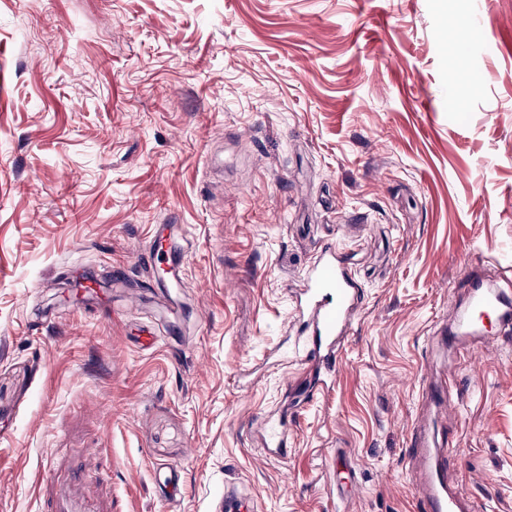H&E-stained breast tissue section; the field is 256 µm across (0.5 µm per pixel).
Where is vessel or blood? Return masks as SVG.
Returning a JSON list of instances; mask_svg holds the SVG:
<instances>
[{
    "label": "vessel or blood",
    "mask_w": 512,
    "mask_h": 512,
    "mask_svg": "<svg viewBox=\"0 0 512 512\" xmlns=\"http://www.w3.org/2000/svg\"><path fill=\"white\" fill-rule=\"evenodd\" d=\"M166 244L164 235L152 234L140 259L148 265H166V282L176 284L183 279L186 265H168ZM303 280L296 316L304 332L299 362L312 372L301 391L303 399L309 401L321 394L336 376V343L352 328L361 285L332 243L317 248ZM464 286L465 302L458 333H467L470 324L486 320L495 321L504 330L512 328V290L491 286L477 275L469 276ZM455 454V449L437 447L433 439L411 438L409 455L422 480L417 497L419 512H466V503L448 485V460Z\"/></svg>",
    "instance_id": "b4317fda"
}]
</instances>
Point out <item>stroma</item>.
I'll list each match as a JSON object with an SVG mask.
<instances>
[{"instance_id": "obj_1", "label": "stroma", "mask_w": 512, "mask_h": 512, "mask_svg": "<svg viewBox=\"0 0 512 512\" xmlns=\"http://www.w3.org/2000/svg\"><path fill=\"white\" fill-rule=\"evenodd\" d=\"M156 224L188 247L174 323L135 260ZM325 242L364 296L335 383L296 403L289 321ZM508 257L512 0H0V512L63 487L220 512L230 483L259 512H416L420 419L479 512H512V344L429 341L465 267Z\"/></svg>"}]
</instances>
